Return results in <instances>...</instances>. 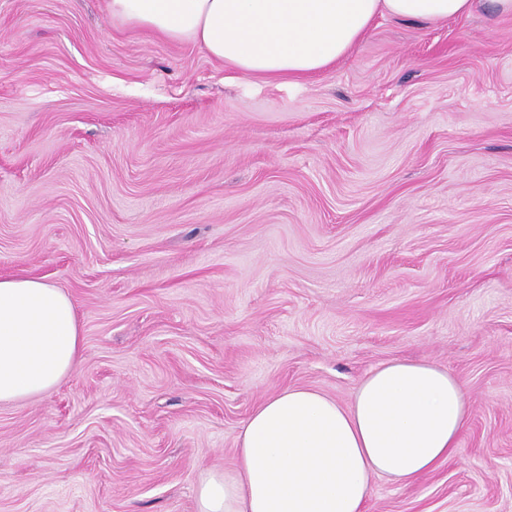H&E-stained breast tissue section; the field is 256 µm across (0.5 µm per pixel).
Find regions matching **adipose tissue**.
<instances>
[{"mask_svg": "<svg viewBox=\"0 0 512 512\" xmlns=\"http://www.w3.org/2000/svg\"><path fill=\"white\" fill-rule=\"evenodd\" d=\"M132 30L200 46L242 75L298 79L350 51L380 18L436 24L512 0H105ZM82 329L62 289L0 276V405L54 389L78 367ZM470 416L465 386L427 362L369 372L351 404L287 387L238 436L231 471L201 478L197 512H365L373 477L410 484L457 452Z\"/></svg>", "mask_w": 512, "mask_h": 512, "instance_id": "ef3b65f1", "label": "adipose tissue"}]
</instances>
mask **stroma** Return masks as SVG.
<instances>
[{
    "label": "stroma",
    "mask_w": 512,
    "mask_h": 512,
    "mask_svg": "<svg viewBox=\"0 0 512 512\" xmlns=\"http://www.w3.org/2000/svg\"><path fill=\"white\" fill-rule=\"evenodd\" d=\"M67 292L81 363L0 406V512H196L282 388L465 383L457 456L367 512H512V16L382 18L246 78L103 0H0V275Z\"/></svg>",
    "instance_id": "stroma-1"
}]
</instances>
